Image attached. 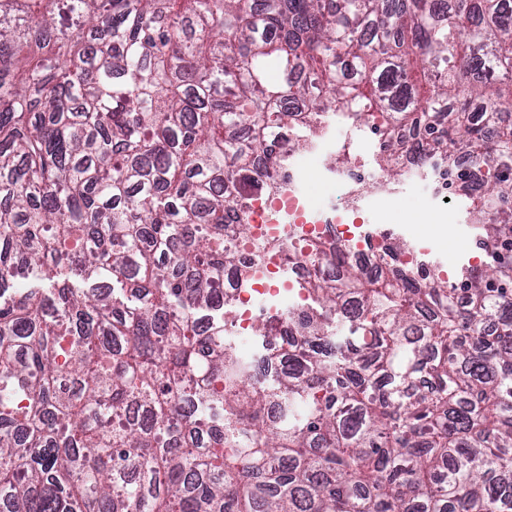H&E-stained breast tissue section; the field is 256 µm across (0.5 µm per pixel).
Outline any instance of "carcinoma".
I'll return each instance as SVG.
<instances>
[{
	"instance_id": "1",
	"label": "carcinoma",
	"mask_w": 512,
	"mask_h": 512,
	"mask_svg": "<svg viewBox=\"0 0 512 512\" xmlns=\"http://www.w3.org/2000/svg\"><path fill=\"white\" fill-rule=\"evenodd\" d=\"M329 112L388 185L410 153L485 168L496 264L458 289L319 242L321 308L243 358L231 205ZM510 244L512 0H0V503L512 512Z\"/></svg>"
}]
</instances>
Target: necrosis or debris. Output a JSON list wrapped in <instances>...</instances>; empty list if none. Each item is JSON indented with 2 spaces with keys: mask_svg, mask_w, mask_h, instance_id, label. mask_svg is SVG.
<instances>
[{
  "mask_svg": "<svg viewBox=\"0 0 512 512\" xmlns=\"http://www.w3.org/2000/svg\"><path fill=\"white\" fill-rule=\"evenodd\" d=\"M355 178L354 171L345 172L341 177L343 186ZM306 179L301 170L286 164L278 166L273 172L275 191L255 194L239 212L251 229V239L239 244L238 253L255 259L256 264L249 284H232L237 304L235 336L253 335L256 325L265 318L275 324L285 322L286 303L293 298V282L310 279L316 270L306 249L308 243L334 237L348 240L356 262L367 255L373 244L374 232L365 230V220L357 205L347 200L343 186L334 192L336 204L332 210L320 212L310 195L294 190L296 183ZM256 242L271 245L258 259L252 249Z\"/></svg>",
  "mask_w": 512,
  "mask_h": 512,
  "instance_id": "obj_1",
  "label": "necrosis or debris"
}]
</instances>
